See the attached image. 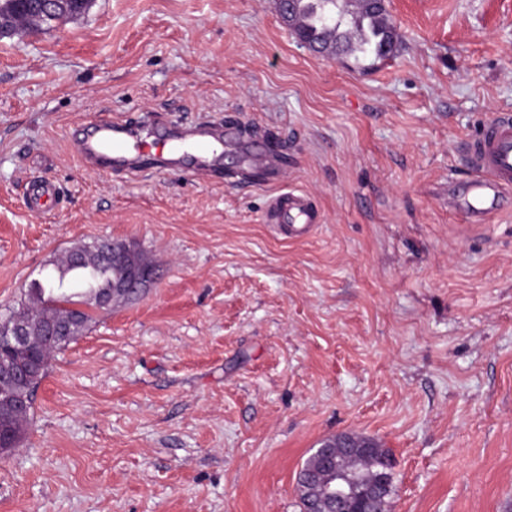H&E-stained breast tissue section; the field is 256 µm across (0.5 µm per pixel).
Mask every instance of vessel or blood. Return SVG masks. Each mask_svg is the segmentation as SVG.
<instances>
[{
  "mask_svg": "<svg viewBox=\"0 0 512 512\" xmlns=\"http://www.w3.org/2000/svg\"><path fill=\"white\" fill-rule=\"evenodd\" d=\"M79 156L89 164L108 163L138 172L140 158H148L154 169L199 171L221 163L223 129L212 121L193 124L186 135H174L168 145L136 139L127 124L118 120L100 122L92 137L74 143ZM462 161L469 178L452 191L454 209L469 223L479 224L503 201L512 188V114L499 113L465 143ZM268 224H284L299 236L318 223L319 216L307 195L285 191L273 197L264 215Z\"/></svg>",
  "mask_w": 512,
  "mask_h": 512,
  "instance_id": "1",
  "label": "vessel or blood"
}]
</instances>
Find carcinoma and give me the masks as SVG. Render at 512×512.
<instances>
[{"instance_id":"1","label":"carcinoma","mask_w":512,"mask_h":512,"mask_svg":"<svg viewBox=\"0 0 512 512\" xmlns=\"http://www.w3.org/2000/svg\"><path fill=\"white\" fill-rule=\"evenodd\" d=\"M342 0H296L294 32L305 42L330 43L344 55L361 52L372 54L377 60L393 56L399 45L398 35L386 10L362 5L350 11L341 6ZM58 285L37 282L28 289L27 300L19 310L32 314L44 322L69 325L64 336H33L28 348L19 352L0 351V365L24 361L37 364L36 378L26 384H0V439L12 448L21 439L30 421L31 406L17 408L15 402L24 397L32 401L39 383L46 376L53 357L71 342L83 335L93 320L90 309L96 307L92 294L112 284L113 270L98 263L77 264L66 255L58 265ZM72 275L71 288H64V278ZM88 310L76 312L74 307ZM392 457L380 447L358 452L344 460V469L362 477H377L388 472Z\"/></svg>"}]
</instances>
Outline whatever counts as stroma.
Here are the masks:
<instances>
[{
    "label": "stroma",
    "instance_id": "stroma-1",
    "mask_svg": "<svg viewBox=\"0 0 512 512\" xmlns=\"http://www.w3.org/2000/svg\"><path fill=\"white\" fill-rule=\"evenodd\" d=\"M385 6L381 61L298 45L274 0H94L0 39V318L78 242L155 268L53 360L0 512H298L303 461L345 432L393 453L391 512H512V207L448 206L462 143L512 113V0ZM229 118L207 176L73 146ZM43 179L63 200L37 214ZM288 189L321 215L295 240L262 221Z\"/></svg>",
    "mask_w": 512,
    "mask_h": 512
}]
</instances>
